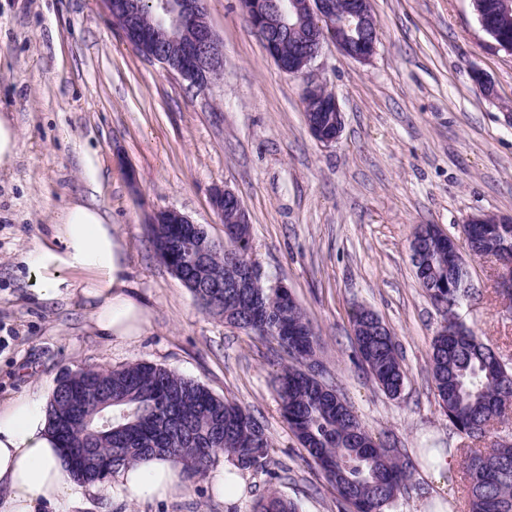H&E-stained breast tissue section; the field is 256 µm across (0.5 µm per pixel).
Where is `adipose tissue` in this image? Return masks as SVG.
<instances>
[{
  "label": "adipose tissue",
  "instance_id": "1",
  "mask_svg": "<svg viewBox=\"0 0 512 512\" xmlns=\"http://www.w3.org/2000/svg\"><path fill=\"white\" fill-rule=\"evenodd\" d=\"M58 246L42 245L29 256L41 286L40 298L68 294L65 269L83 272L85 296L100 336L130 342L150 325V313L128 291L126 253L117 228L102 208L72 204L55 226ZM180 469L154 458L120 468L116 480L84 486L61 463V450L48 425L44 401L28 396L0 402V512H50L61 504H78L84 492L120 499L150 501L183 492Z\"/></svg>",
  "mask_w": 512,
  "mask_h": 512
}]
</instances>
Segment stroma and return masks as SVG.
<instances>
[{"label": "stroma", "instance_id": "obj_1", "mask_svg": "<svg viewBox=\"0 0 512 512\" xmlns=\"http://www.w3.org/2000/svg\"><path fill=\"white\" fill-rule=\"evenodd\" d=\"M371 5V61L328 41L312 65L344 115L338 141L325 145L306 124L301 80L278 69L238 0L205 2L224 74L204 87L140 55L100 0H0V113L19 132L15 163L0 171V400L54 388L79 367L146 361L251 410L273 443L266 470L244 472L247 493L234 503L208 477L200 493L190 485L147 502L89 493L81 508L59 512H252L270 484L300 512H338L280 414L281 360L205 312L148 240L147 216L175 209L223 241L210 197L224 186L248 211L263 282L288 285L319 336L328 377L363 426L413 462L407 492L386 512L441 503L466 512L459 469L440 484L424 473L422 449H457L465 438L435 395L428 361L442 317L409 245L420 224L458 239L471 216L512 213V54L485 33L471 0ZM76 201L118 226L125 277L151 313L133 342L96 332L84 274L68 272L62 298L34 291L27 257L54 244V224ZM468 266L475 295L458 313L512 359V309L494 292V265L472 257ZM361 307L401 346L407 378L397 398L354 358L351 317Z\"/></svg>", "mask_w": 512, "mask_h": 512}]
</instances>
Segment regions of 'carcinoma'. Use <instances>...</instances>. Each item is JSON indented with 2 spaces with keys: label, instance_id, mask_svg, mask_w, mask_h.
Wrapping results in <instances>:
<instances>
[{
  "label": "carcinoma",
  "instance_id": "1",
  "mask_svg": "<svg viewBox=\"0 0 512 512\" xmlns=\"http://www.w3.org/2000/svg\"><path fill=\"white\" fill-rule=\"evenodd\" d=\"M473 8L512 34V0H476ZM149 230L157 256L206 312L274 342L275 351L286 358L277 386L281 415L333 486L341 512H385L407 489L409 456L386 447L343 399L322 390L326 379L316 359L319 338L296 301L267 286L244 302L229 287L250 260L251 225H237L236 237L224 244L237 262L217 252L201 274L186 262L184 225L151 224ZM489 247L480 231L466 243L474 257L484 256ZM432 258L435 268L445 271L444 281L434 282L426 293L448 318V332L432 342L430 374L448 421L468 439L459 449L466 504L469 512H512V447H503L490 426L492 420H512V363L457 315L472 296L471 289L457 287L460 258L448 256L445 244L434 246ZM352 330L360 364L386 395H400L405 371L396 337L372 311H356ZM100 380L112 382V407L104 410L98 408ZM75 400L85 406L78 414ZM48 418L66 466L81 483L103 482L118 468L151 454L171 459L185 480L198 483L220 453L242 470H263L272 448L264 425L248 409L197 380L142 361L66 374L56 385ZM74 448H91L94 457L83 461ZM253 512L299 508L270 488Z\"/></svg>",
  "mask_w": 512,
  "mask_h": 512
}]
</instances>
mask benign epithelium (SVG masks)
<instances>
[{
  "instance_id": "benign-epithelium-1",
  "label": "benign epithelium",
  "mask_w": 512,
  "mask_h": 512,
  "mask_svg": "<svg viewBox=\"0 0 512 512\" xmlns=\"http://www.w3.org/2000/svg\"><path fill=\"white\" fill-rule=\"evenodd\" d=\"M110 17L121 19L120 31L125 40L146 58L158 63L167 73H176L194 86H204L224 72V45L214 33L201 0H155L156 22L144 24L137 10V0H100ZM251 27L261 38L268 55L278 68L303 79L302 94L312 108L330 113V121L323 128L316 127L312 136L330 145L338 140L343 127V113L336 96L326 85L310 78L312 63L320 55L323 42L332 40L347 56L368 62L376 52L378 32L371 11V0H348L343 14H336V0H239ZM311 24L302 45L288 56L283 64L275 50L274 35L286 27L297 28L303 17ZM235 204L236 221L249 223V216L237 194L229 188L216 189L211 205L219 217H224V203ZM151 224H182L188 228L190 239L204 237L207 242L189 249L197 268L208 263L211 247L215 244L209 230L194 223L187 215L175 209L154 212ZM473 224H512V218L480 215L471 217L462 225L463 238ZM499 287L512 288V263L498 258L496 264ZM234 288H259L261 276L255 264L250 263L234 280Z\"/></svg>"
}]
</instances>
